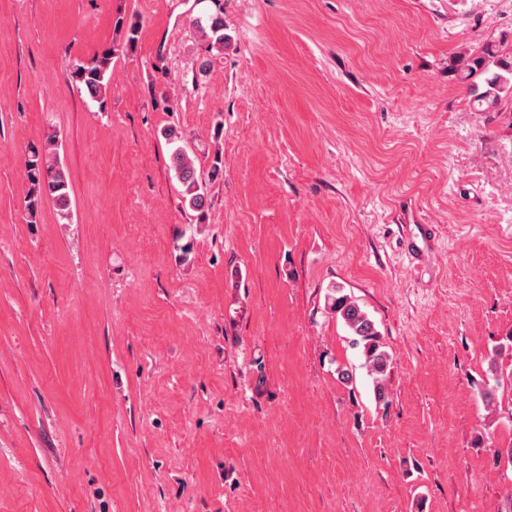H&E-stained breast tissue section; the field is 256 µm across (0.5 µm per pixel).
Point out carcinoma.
I'll return each instance as SVG.
<instances>
[{"instance_id":"carcinoma-1","label":"carcinoma","mask_w":512,"mask_h":512,"mask_svg":"<svg viewBox=\"0 0 512 512\" xmlns=\"http://www.w3.org/2000/svg\"><path fill=\"white\" fill-rule=\"evenodd\" d=\"M115 50L104 49L100 55L86 63H76L69 72L71 81L81 94L99 103H104L112 76V58ZM483 77L485 90H480L473 82V90L479 106L490 111L505 96H512V60L503 58L491 45L482 52L468 59L464 78ZM56 135L49 134L43 147H34L25 159V176L28 190L25 196L26 210L30 218H35L43 204L49 202L58 211L62 221H69L71 216V198L69 179L65 169L59 164L55 152ZM172 168L178 180L185 187L192 209L201 211L207 204V197L202 191L201 174L194 161L182 149L171 156ZM330 309L340 316L352 336V345L361 348L366 367L374 380L375 400L388 403L389 393L386 388V374L390 369L391 356L381 342V336L374 322L351 297L342 293L337 287L330 295Z\"/></svg>"}]
</instances>
